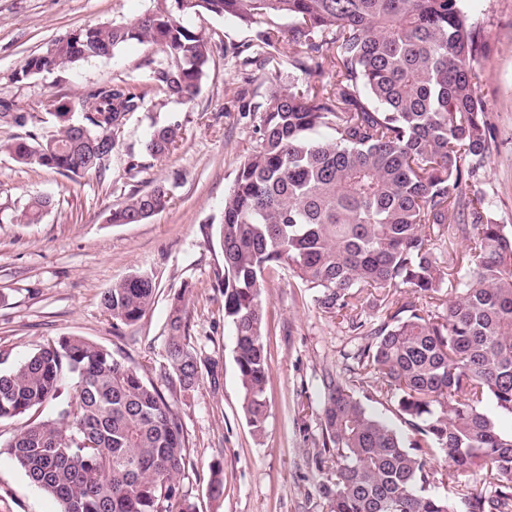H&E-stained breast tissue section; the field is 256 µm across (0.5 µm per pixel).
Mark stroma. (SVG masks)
<instances>
[{
	"label": "stroma",
	"instance_id": "1",
	"mask_svg": "<svg viewBox=\"0 0 512 512\" xmlns=\"http://www.w3.org/2000/svg\"><path fill=\"white\" fill-rule=\"evenodd\" d=\"M152 0H0V97L38 118V131L52 130L44 105L50 98L75 100L113 79H143L157 47L130 42L111 58H93L63 72L19 82L12 76L33 55L73 30L130 20ZM481 27L485 51L477 89L497 130L496 145L476 185L498 223L512 225V0H461ZM188 25L211 39L213 60L191 105L156 102L130 115L103 176L70 179L30 168L0 153V351L25 358L59 336L78 335L159 380L166 364V318L170 295L189 288L188 336L193 347L216 361L191 395L179 399L184 434L197 468L185 480L194 512H321V474L311 467L319 437L322 379L339 372L360 343L356 332L313 306L312 294L286 271L271 272L262 294L270 377L265 432L254 436L242 409L233 360V329L215 287L223 270L218 240L224 196L253 144L270 73L289 81L298 55L284 47L274 70L243 65L238 52L256 30L236 20L203 13ZM180 121L183 138L169 155L153 159L143 142L153 124ZM142 160L130 169L131 159ZM158 181L173 186L171 206L141 224L107 218L130 190ZM46 195L52 206L41 223L11 217L28 197ZM151 270L159 294L141 320L112 333L101 294L126 276ZM224 492L209 493L213 468ZM57 502L29 483L13 460L0 456V512H58Z\"/></svg>",
	"mask_w": 512,
	"mask_h": 512
}]
</instances>
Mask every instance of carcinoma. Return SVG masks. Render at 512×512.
<instances>
[{"label": "carcinoma", "instance_id": "carcinoma-1", "mask_svg": "<svg viewBox=\"0 0 512 512\" xmlns=\"http://www.w3.org/2000/svg\"><path fill=\"white\" fill-rule=\"evenodd\" d=\"M202 12L259 26L245 66L267 67L288 44L302 48L294 68L310 74L327 58L334 68L321 84L270 83L253 149L224 196L217 288L252 432L263 434L267 419L265 274L284 268L315 309L355 331L364 305L384 312L344 372L322 381L312 465L324 474L326 512H512V431L487 411L512 417V227L472 186L496 136L477 95L479 31L460 0H157L132 21L73 31L13 74L62 71L136 40L163 53L146 82L118 78L76 105L51 98L57 130L27 131L0 151L68 177L103 174L113 132L149 95L187 106L198 96L211 41L185 19ZM31 123L0 97L1 125ZM181 135L177 121L156 125L145 153L166 156ZM171 199L164 182L134 189L109 221L141 224ZM50 207L33 196L12 219L37 224ZM158 292L148 271L113 283L101 297L112 331L136 324ZM187 292L170 302L162 375L184 394L216 368L187 341ZM0 365V422L55 406L0 443V455L60 512H192L180 479L195 463L179 413L136 365L82 336H59L17 363L5 354ZM438 452L446 494L432 490ZM468 473L482 476L480 491L459 481Z\"/></svg>", "mask_w": 512, "mask_h": 512}]
</instances>
